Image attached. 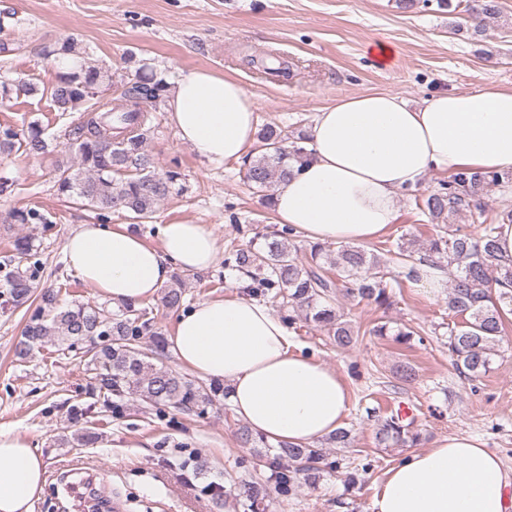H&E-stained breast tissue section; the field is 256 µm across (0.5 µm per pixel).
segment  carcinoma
I'll use <instances>...</instances> for the list:
<instances>
[{"mask_svg":"<svg viewBox=\"0 0 512 512\" xmlns=\"http://www.w3.org/2000/svg\"><path fill=\"white\" fill-rule=\"evenodd\" d=\"M465 12L466 22L477 28L499 13V5L496 0H471ZM52 53L58 63L57 80L50 90L53 103L63 112L83 110L87 114L68 131L71 161L58 163L53 169L58 191L97 211L100 220H108L112 213H127L138 224L150 221L158 205L178 191L181 180L175 167L157 171L153 156L145 149L155 130L152 112L164 102L168 83L152 73H143L120 97L101 103L95 96L103 84L112 81L108 71L87 61L85 51L73 37L65 39ZM259 139L260 152L244 157L246 178L270 205L275 188L296 164L307 159L309 152L302 146L286 145L282 132L273 126L262 128ZM14 151L45 154L48 142L35 124L20 130L1 128L0 153ZM490 184L512 186V170L460 171L449 175L423 199L431 220L448 222V236L431 240L429 253L446 260L454 269L448 314L463 318V322L448 324V352L459 373L471 380L485 375L498 355L506 330L505 317L512 311V261H504L497 254L496 225H486L482 236L475 239L457 233L451 219L479 208V196ZM5 223L51 225L33 207L11 211ZM291 238V228L276 224L259 246L251 243L227 248L224 268L246 278L248 295L279 307L288 326L295 325L301 316L305 323L325 329L336 346L351 347L359 332L339 314L338 293L343 289L348 295L381 306L390 303L386 282L390 265L405 263L410 251L400 247L383 262L360 246L341 245L333 258L324 245L314 243L309 247V257L302 260L292 252ZM4 266L9 271L0 303L15 309L23 307L43 272L34 239L16 238ZM328 266L343 274L342 283L326 274ZM185 284V272L171 274L162 289L165 306L177 309L182 305ZM47 345L58 352L75 354L83 366L84 393L92 402L72 406L71 419L76 422L100 401L111 413L120 415L127 397H136L157 409L171 405L187 414L201 415L207 405L224 394L220 383L197 382L157 365L164 357V338L147 309L135 303L113 310L80 301L62 304L57 293L46 291L28 318L15 354L23 358ZM376 440L387 448L415 444L420 435L413 431L412 423L391 415L382 420ZM278 448L279 453L270 461L271 481L275 493L283 498L295 492L300 483L314 482L320 473L341 468L340 459L329 457L322 448L284 443ZM208 491L219 506L224 498L232 496L248 502L251 512H256L268 495L267 487L247 480L229 491L211 483Z\"/></svg>","mask_w":512,"mask_h":512,"instance_id":"obj_1","label":"carcinoma"}]
</instances>
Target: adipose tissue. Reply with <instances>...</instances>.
<instances>
[{
  "label": "adipose tissue",
  "instance_id": "adipose-tissue-1",
  "mask_svg": "<svg viewBox=\"0 0 512 512\" xmlns=\"http://www.w3.org/2000/svg\"><path fill=\"white\" fill-rule=\"evenodd\" d=\"M164 110L178 138L221 165L256 141L258 105L240 81L180 71ZM310 162L274 197L275 221L311 242H367L398 216L403 192L433 172L512 169V89L483 85L409 104L398 93L342 97L316 112ZM159 245L123 224H82L63 244L66 264L113 304L154 298L173 268L212 267L218 244L203 224L157 227ZM169 342L180 363L227 385L234 413L273 442L308 445L341 427L342 377L296 352L280 314L229 292L180 312ZM47 464L29 439L0 429V512H34ZM372 512H512V471L476 436H451L387 473Z\"/></svg>",
  "mask_w": 512,
  "mask_h": 512
}]
</instances>
